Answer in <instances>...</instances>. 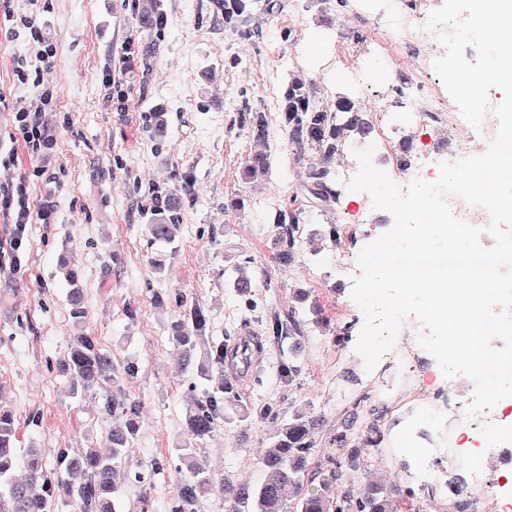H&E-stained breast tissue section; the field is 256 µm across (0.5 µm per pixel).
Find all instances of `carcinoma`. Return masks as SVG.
<instances>
[{
	"instance_id": "obj_1",
	"label": "carcinoma",
	"mask_w": 512,
	"mask_h": 512,
	"mask_svg": "<svg viewBox=\"0 0 512 512\" xmlns=\"http://www.w3.org/2000/svg\"><path fill=\"white\" fill-rule=\"evenodd\" d=\"M289 138L298 155L314 147L319 162L311 167L308 192L322 204L338 200L333 187V154L346 138L365 129L355 103L347 98L336 102V117L313 109L305 103L303 110L285 114ZM300 209L279 214L276 224V253L280 261L289 260L296 247ZM180 229L177 208L165 205L154 213L147 225L151 242L172 246ZM71 288L68 296L70 316L78 325L85 318L84 293L75 269L63 266ZM209 318L198 303H186L171 323L172 339L180 350L178 371L193 375L204 390L192 395L185 408V421L191 435L204 440L212 436L219 424L234 421L224 413V396L233 393L224 381V341L206 335ZM273 340L303 335L295 311L274 313L266 321ZM60 370L71 379L74 393L98 396V413L107 423L109 447L64 448L56 454L55 466L46 467L38 448H17L16 419L13 412L0 405V512H57L66 506L71 512H116L125 466L136 438L140 405L130 398L123 379L135 372L129 363L119 371L98 338L80 330L69 338ZM318 420L310 413L295 410L281 422L266 448L262 465L264 482L256 487L232 484L206 472L195 461L191 444L175 446L183 467L178 469L174 489L177 512H197L202 499L217 496L232 503L231 512H394L393 493L377 485L361 489L356 497L341 494V474L336 462L331 468L310 472L308 456Z\"/></svg>"
}]
</instances>
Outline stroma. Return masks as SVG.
<instances>
[{"label":"stroma","instance_id":"obj_1","mask_svg":"<svg viewBox=\"0 0 512 512\" xmlns=\"http://www.w3.org/2000/svg\"><path fill=\"white\" fill-rule=\"evenodd\" d=\"M244 2L228 20L224 0H157L167 16L160 30L143 20L142 0H15L16 12L33 16L56 48L45 80L57 103L47 118L57 130L61 174L31 185L32 206L53 205L56 221L28 225L20 266L11 263L10 227L0 223V401L16 414L19 447L42 448L45 459L60 448L107 445L92 396L74 395L69 377L58 371L74 331L69 285L59 269L66 254L79 271L85 330L115 364L137 366L124 382L140 412L117 512L173 510L168 463L175 445L189 439L183 408L190 378L176 371L167 320L183 300L208 311L210 335L224 342L225 371L238 365L236 342L247 337L257 347L254 375L234 381L224 402L240 419L203 441L196 453L203 468L260 485L264 449L283 418L301 408L319 421L310 469L336 460L341 492L369 482L396 487L397 512H429L419 472L433 466L460 478L474 466L453 449L448 380L428 354L414 371L391 352L366 370L355 351L361 326L341 314L356 303L351 284L336 274L332 228L356 221L363 246L392 217L374 208L369 195L345 188L328 209L307 206L302 195L317 155L297 156L284 124L290 82L303 83L313 106L325 110L356 95L349 82H336L337 70L384 64L386 109L361 106L368 127L352 143H376L373 163L382 170L415 146V135L395 115L410 104L400 90L414 64L404 17L420 0H403L387 26L353 16L340 0ZM314 42L321 45L315 56ZM31 53L26 35L0 33V133L11 112L34 97L32 85L13 74L14 58ZM121 67L127 80L114 93L127 96L129 109L116 112L104 101L103 77ZM255 114L266 123L261 138L248 123ZM258 154L269 166L253 176ZM158 194L180 203V233L171 249L150 244L145 231ZM293 204L302 209L298 243L292 261L281 264L273 260L276 217ZM157 258L165 263L161 276L152 266ZM237 266L251 279L249 295L231 284ZM288 309L305 325L300 372L289 383L280 373L288 346L274 344L264 327L271 312ZM412 386L426 389L431 403L395 408ZM372 425L380 443L351 459V445ZM400 426L422 455H402ZM342 433L348 443L340 447L335 437ZM157 461L163 472H152Z\"/></svg>","mask_w":512,"mask_h":512}]
</instances>
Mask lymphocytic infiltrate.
Returning a JSON list of instances; mask_svg holds the SVG:
<instances>
[{"instance_id":"f902f5d3","label":"lymphocytic infiltrate","mask_w":512,"mask_h":512,"mask_svg":"<svg viewBox=\"0 0 512 512\" xmlns=\"http://www.w3.org/2000/svg\"><path fill=\"white\" fill-rule=\"evenodd\" d=\"M14 0H0V23H22L35 46L34 58H17L14 74L19 83L32 84L37 95L28 106L18 108L13 114L7 132L10 144L25 148L34 157L36 165L31 172H23L0 183V220L11 226L10 246L12 251H20L23 246L27 224L39 221L51 224L55 221V210L46 205L32 209L30 185L32 178L44 175L57 163L56 131L44 120L45 112L54 110L53 94L50 87L43 84L44 71L54 65L55 49L47 40L35 19L26 16L16 18Z\"/></svg>"}]
</instances>
